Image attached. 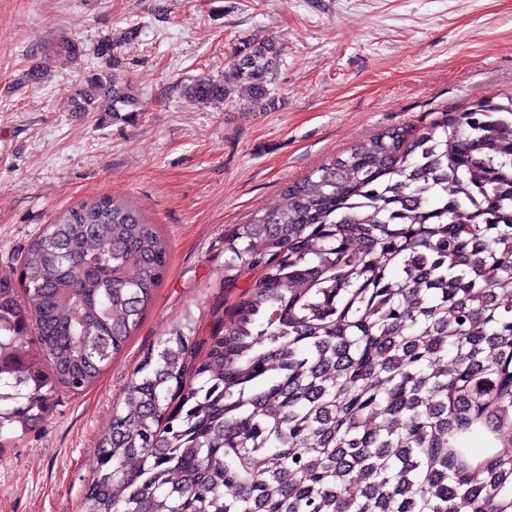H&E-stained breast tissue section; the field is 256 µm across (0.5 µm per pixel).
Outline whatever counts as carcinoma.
Returning <instances> with one entry per match:
<instances>
[{"mask_svg":"<svg viewBox=\"0 0 512 512\" xmlns=\"http://www.w3.org/2000/svg\"><path fill=\"white\" fill-rule=\"evenodd\" d=\"M118 48L85 84L128 119ZM280 55L244 40L183 96L242 89L264 111ZM168 259L158 225L102 197L0 267L1 442L124 351ZM253 273L207 338L176 326L143 356L82 512H512V96L386 128L286 185L224 233V285Z\"/></svg>","mask_w":512,"mask_h":512,"instance_id":"obj_1","label":"carcinoma"}]
</instances>
